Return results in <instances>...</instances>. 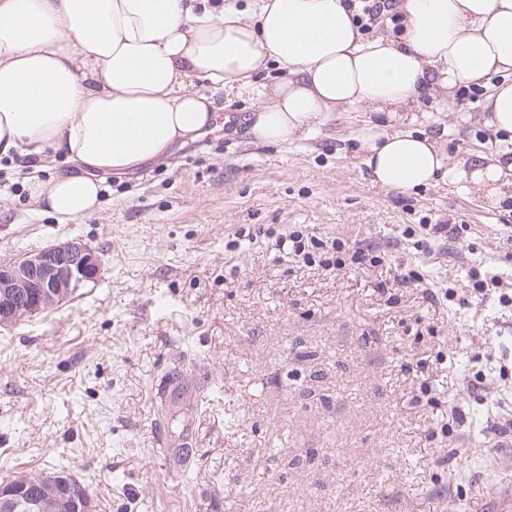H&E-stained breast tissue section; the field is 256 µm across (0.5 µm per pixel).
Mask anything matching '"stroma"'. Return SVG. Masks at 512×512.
<instances>
[{
    "mask_svg": "<svg viewBox=\"0 0 512 512\" xmlns=\"http://www.w3.org/2000/svg\"><path fill=\"white\" fill-rule=\"evenodd\" d=\"M216 102L217 129L103 176L100 209L63 224L0 162V265L69 240L101 258L66 301L0 328V482L63 471L92 512H502L512 305L467 271L512 272V210L372 183L360 113L263 144L254 95ZM422 110L449 155L490 146L487 127ZM287 227L388 256L308 267L271 250Z\"/></svg>",
    "mask_w": 512,
    "mask_h": 512,
    "instance_id": "1",
    "label": "stroma"
}]
</instances>
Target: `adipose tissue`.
Instances as JSON below:
<instances>
[{
    "label": "adipose tissue",
    "instance_id": "ef3b65f1",
    "mask_svg": "<svg viewBox=\"0 0 512 512\" xmlns=\"http://www.w3.org/2000/svg\"><path fill=\"white\" fill-rule=\"evenodd\" d=\"M395 3L397 31L368 37L347 0H0V159L76 165L46 183L30 177V198L59 221L86 217L100 205V175L212 130L215 96L229 88L257 98V141L292 142L363 112L376 184L442 180L512 205V0ZM273 68L280 77L259 83ZM469 86L486 91L496 144L452 161L420 130L417 107Z\"/></svg>",
    "mask_w": 512,
    "mask_h": 512
}]
</instances>
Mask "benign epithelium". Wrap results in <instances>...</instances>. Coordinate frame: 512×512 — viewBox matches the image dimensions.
<instances>
[{
	"label": "benign epithelium",
	"mask_w": 512,
	"mask_h": 512,
	"mask_svg": "<svg viewBox=\"0 0 512 512\" xmlns=\"http://www.w3.org/2000/svg\"><path fill=\"white\" fill-rule=\"evenodd\" d=\"M101 261L79 241L50 245L19 262L0 267V325L39 313L67 299L80 285L96 279ZM43 485L67 505V512H88L82 485L64 472L32 480L19 477L0 484V512H40L29 494Z\"/></svg>",
	"instance_id": "benign-epithelium-1"
}]
</instances>
